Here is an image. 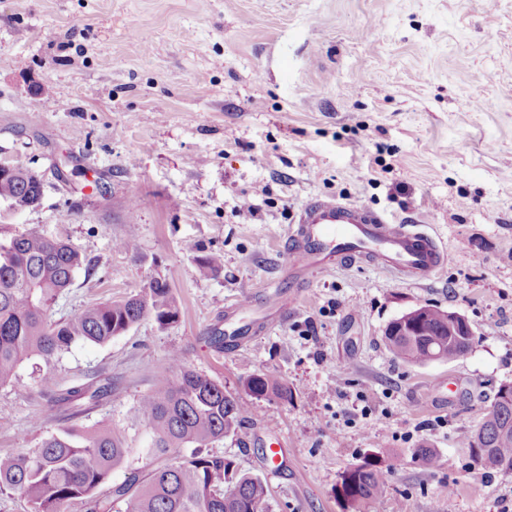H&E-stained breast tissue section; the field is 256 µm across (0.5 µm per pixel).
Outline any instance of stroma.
<instances>
[{
  "mask_svg": "<svg viewBox=\"0 0 512 512\" xmlns=\"http://www.w3.org/2000/svg\"><path fill=\"white\" fill-rule=\"evenodd\" d=\"M1 161L41 174L44 194L23 211L0 201V238L36 228L91 261L53 319L158 275L180 317L73 344L49 390L25 360L0 385V455L109 424L131 449L111 483L154 468L138 400L176 351L237 395L253 374L288 384L291 400L247 399L243 440L207 448L264 479L272 512H346L336 483L367 456L390 474L363 512H512V474L466 447L512 382V0H0ZM314 195L425 225L444 271L412 284L342 264L257 337L216 347L226 306L263 311L286 284L288 230ZM130 235L135 250L119 249ZM210 252L224 267L205 277L195 258ZM424 305L468 318V354L418 365L389 351L386 324ZM102 378L106 398L61 403Z\"/></svg>",
  "mask_w": 512,
  "mask_h": 512,
  "instance_id": "stroma-1",
  "label": "stroma"
}]
</instances>
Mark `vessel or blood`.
<instances>
[{
	"label": "vessel or blood",
	"instance_id": "obj_1",
	"mask_svg": "<svg viewBox=\"0 0 512 512\" xmlns=\"http://www.w3.org/2000/svg\"><path fill=\"white\" fill-rule=\"evenodd\" d=\"M293 222L288 255L298 275L326 271L336 259L421 282L433 279L448 258L446 248L419 225L395 223L385 214L335 197H310Z\"/></svg>",
	"mask_w": 512,
	"mask_h": 512
}]
</instances>
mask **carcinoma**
I'll use <instances>...</instances> for the list:
<instances>
[{
	"label": "carcinoma",
	"mask_w": 512,
	"mask_h": 512,
	"mask_svg": "<svg viewBox=\"0 0 512 512\" xmlns=\"http://www.w3.org/2000/svg\"><path fill=\"white\" fill-rule=\"evenodd\" d=\"M0 200L12 208L33 207L37 190L29 173L0 176ZM201 275L217 274L223 256L196 257ZM90 267L71 244L46 237L36 229L0 243V384L11 382L18 366L37 357L43 362L41 384L54 385L57 356L77 341L104 344L147 317L165 327L179 318L170 284L156 279L141 293L92 305L66 319L54 320L51 309L72 285L81 268ZM388 349L406 362L424 364L451 361L466 355L475 336L448 335V312L426 305L416 313L393 319L384 332ZM178 372L155 378L139 401V412L151 431L149 457H170V462L150 470H130L125 480L102 496L98 488L122 465L127 448L110 425L97 426L82 435L67 431L51 434L36 448L0 455V491L25 498L30 512H62L63 506L83 500L90 512H112L118 501L127 512H271L267 484L259 477L241 474L227 487L230 463L224 457L203 453V448L226 436L242 438L245 404L211 377L188 369L180 355L171 354ZM247 395L288 400L292 392L281 379L253 374L244 381ZM109 391L104 384L93 391L72 388L61 398L78 406ZM191 446L190 455L182 449ZM472 461L504 474L512 473V404L487 412L468 441ZM388 470L375 457L345 470L342 498L350 512L383 493Z\"/></svg>",
	"instance_id": "carcinoma-1"
}]
</instances>
